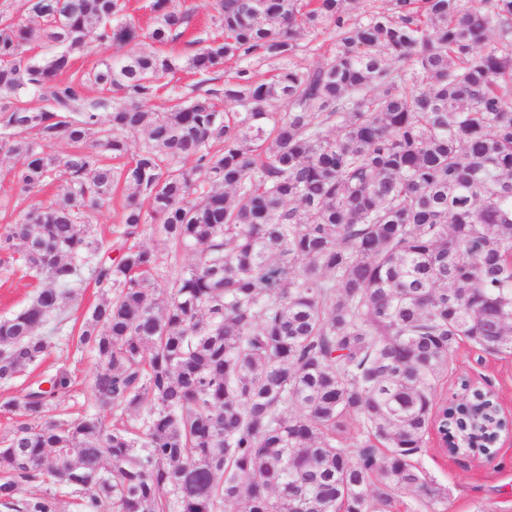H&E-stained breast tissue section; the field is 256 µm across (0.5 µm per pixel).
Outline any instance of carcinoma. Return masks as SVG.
Returning <instances> with one entry per match:
<instances>
[{
	"label": "carcinoma",
	"mask_w": 512,
	"mask_h": 512,
	"mask_svg": "<svg viewBox=\"0 0 512 512\" xmlns=\"http://www.w3.org/2000/svg\"><path fill=\"white\" fill-rule=\"evenodd\" d=\"M356 2L216 0L224 38L187 65L235 75L164 112L148 104L180 64L163 53L87 74L117 101L60 80L89 43L138 38L123 0H26L0 19V153L25 194L64 174L62 203L0 233V253L51 280L0 318V383L48 353L78 284L101 294L78 334L99 411L58 414L63 372L0 404L20 417L0 442L3 512H57L54 493L22 495L47 480L83 512H399L407 494L444 512L411 457L448 355H512V0ZM148 8L159 46L186 24L173 0ZM35 32L56 49L38 62ZM304 32L329 35L330 61L294 64ZM256 57L278 64L269 79ZM137 131L130 161L107 163ZM60 141L74 150L48 152ZM119 187L114 258L87 218ZM145 225L166 260L136 242ZM478 403L442 405L449 454L496 453L506 425Z\"/></svg>",
	"instance_id": "1"
}]
</instances>
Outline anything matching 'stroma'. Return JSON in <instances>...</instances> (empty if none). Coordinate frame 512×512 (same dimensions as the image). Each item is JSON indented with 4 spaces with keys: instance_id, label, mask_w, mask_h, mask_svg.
<instances>
[{
    "instance_id": "obj_1",
    "label": "stroma",
    "mask_w": 512,
    "mask_h": 512,
    "mask_svg": "<svg viewBox=\"0 0 512 512\" xmlns=\"http://www.w3.org/2000/svg\"><path fill=\"white\" fill-rule=\"evenodd\" d=\"M176 2L188 8L189 17L183 33L170 41L165 51L182 62L183 67L160 79L158 94L151 103L156 111L163 110L171 98L188 93L200 81V74L186 69L185 63L211 40L222 36L216 25L214 0ZM125 3L126 18L138 32L134 46L91 43L84 51L75 53L68 74L70 80L80 81L99 60L124 56L132 48L151 50L148 33L153 26V16L145 7L146 0H125ZM13 165L12 159L0 155V233L21 219L32 204H50L61 198L60 182L56 179L37 195L21 193L14 183ZM42 285V280L22 275L1 254L0 317L26 306ZM59 371L66 372L71 381L70 390L61 403L63 412L76 414L93 409L91 378L95 359L91 352L77 351L75 342L68 336L53 339L40 365L27 368L11 383L0 384V403L21 395L27 386ZM462 377L494 390L504 412L512 415V356L489 353L467 342L459 344L449 355L448 370L438 385L439 398L451 397ZM414 461L428 480L447 488V512H512V439L505 440L494 460H474L446 454L439 446L437 431L433 430Z\"/></svg>"
}]
</instances>
